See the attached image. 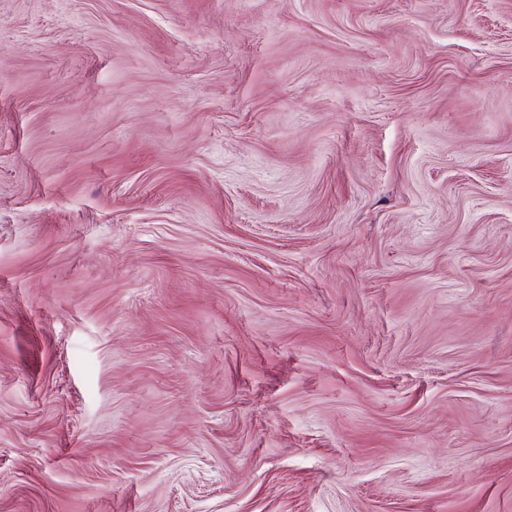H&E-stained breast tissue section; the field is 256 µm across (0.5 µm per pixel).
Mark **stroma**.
Returning a JSON list of instances; mask_svg holds the SVG:
<instances>
[{
  "label": "stroma",
  "mask_w": 512,
  "mask_h": 512,
  "mask_svg": "<svg viewBox=\"0 0 512 512\" xmlns=\"http://www.w3.org/2000/svg\"><path fill=\"white\" fill-rule=\"evenodd\" d=\"M0 512H512V0H0Z\"/></svg>",
  "instance_id": "obj_1"
}]
</instances>
